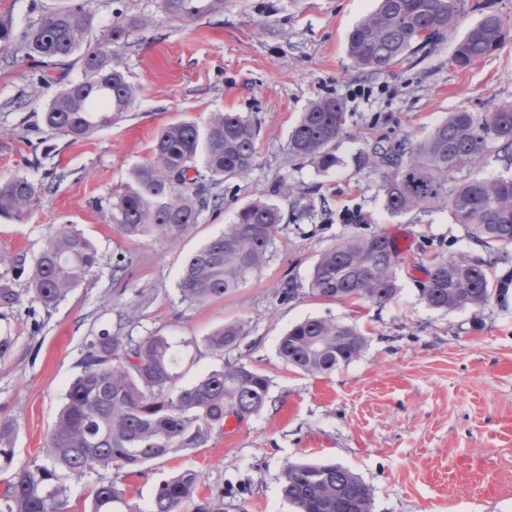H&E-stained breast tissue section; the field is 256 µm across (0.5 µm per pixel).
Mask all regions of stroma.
<instances>
[{
    "label": "stroma",
    "mask_w": 512,
    "mask_h": 512,
    "mask_svg": "<svg viewBox=\"0 0 512 512\" xmlns=\"http://www.w3.org/2000/svg\"><path fill=\"white\" fill-rule=\"evenodd\" d=\"M96 26L121 9L149 26L112 61L138 93L111 127L80 142L49 135L40 110L54 93L37 71L0 50V180L24 175L47 186L24 223L0 218V254L35 257L51 227L69 224L103 256L96 276L71 291L51 314L30 319V300L0 317L14 346L0 359V420L14 423V468L42 457L70 382L80 373L89 336L114 325L117 313L148 293L134 335L162 333L181 345L177 368L186 385L238 360L271 381L269 400L234 433L214 430L202 447L115 471L68 478L66 512H89L92 494L114 482L129 505L148 508L158 483L180 471L200 472L196 499L222 500L224 512H295L282 493L288 463H337L374 494V512H512V297L485 309L445 312L426 305L422 253L485 250L465 238L448 211L391 214L378 171L360 153L402 138L422 139L448 113H484L512 104V40L465 68L449 59L479 12L463 17L433 53L382 73L354 68L347 36L376 0H224V10L175 22L161 0H83ZM321 97L343 102L346 134L335 167L323 171L288 157L301 112ZM214 112L258 118L254 169L225 178L220 209L206 211L175 244L121 236L108 201L133 168L150 156L165 125L205 123ZM327 200L329 222L304 234L280 235L268 264L240 288L205 305L182 303L177 288L185 260L219 235L245 205L274 197L284 215L299 207V189ZM359 213L370 229L406 240L390 303L327 301L298 294L322 251L350 234L341 216ZM124 259L123 280L111 277ZM307 318H332L363 331L362 353L335 371L307 375L277 354L281 336ZM243 321L249 333L217 355L202 344L215 328Z\"/></svg>",
    "instance_id": "35a3bbf8"
}]
</instances>
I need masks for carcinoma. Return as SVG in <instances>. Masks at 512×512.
<instances>
[{"instance_id": "carcinoma-1", "label": "carcinoma", "mask_w": 512, "mask_h": 512, "mask_svg": "<svg viewBox=\"0 0 512 512\" xmlns=\"http://www.w3.org/2000/svg\"><path fill=\"white\" fill-rule=\"evenodd\" d=\"M174 21L186 22L224 11V0H162ZM482 18L456 45L452 61L465 68L497 51L512 36V24L494 10L492 0H378L376 9L348 34L354 67L384 72L418 53L438 47L472 10ZM149 25V19L116 12L89 40L94 18L76 0L14 35L11 19L0 16V47L31 62L43 83L58 89L42 108L46 132L71 142L112 125L137 94L126 74L112 65L115 49ZM77 69L76 78L69 77ZM345 133L344 105L319 98L301 113L288 141V155L325 171L336 166V142ZM260 122L240 112H214L201 125L170 123L152 141L150 160L136 168L115 193L110 217L130 239L176 243L188 236L203 213L223 205L216 191L226 176L248 174L256 162ZM493 154L503 171L473 174L478 157ZM209 174L204 179L197 163ZM381 171L384 204L394 215L447 209L467 239L490 257L442 252L428 259L422 299L434 309H483L507 301L512 273V104L491 112H451L418 141H404L361 156ZM46 188L26 176L0 181V218L24 221L41 203ZM273 199L242 207L224 232L185 261L178 289L188 305L224 297L266 265L278 236L287 231ZM403 257L383 232H353L323 251L306 283L288 281L284 296L306 288L313 297L363 299L383 306L399 292L396 267ZM19 277L26 276L32 301L50 314L101 265L94 243L69 224L50 233L31 261L24 254L0 256ZM20 304V293L0 283V315ZM131 315L84 345L79 374L69 385L48 436L43 460L16 470L0 512H63L70 475L99 468L133 469L171 454L199 448L232 414L238 419L266 404L270 380L239 360L226 361L187 386H176L178 352L167 336H135ZM247 335L243 322H229L204 338L222 353ZM366 337L334 319L308 318L280 338L281 360L305 374L328 373L358 357ZM14 426L0 421V469L14 459ZM200 474L186 469L159 483L149 512H183L193 501ZM283 495L298 512H373L369 485L336 464L293 463L283 473ZM90 512H137L114 482L95 489Z\"/></svg>"}]
</instances>
